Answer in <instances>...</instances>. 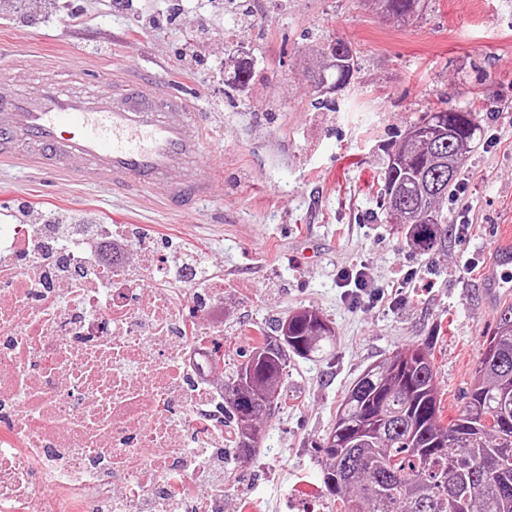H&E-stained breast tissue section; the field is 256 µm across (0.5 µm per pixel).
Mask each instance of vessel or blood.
Wrapping results in <instances>:
<instances>
[{"label": "vessel or blood", "instance_id": "1", "mask_svg": "<svg viewBox=\"0 0 512 512\" xmlns=\"http://www.w3.org/2000/svg\"><path fill=\"white\" fill-rule=\"evenodd\" d=\"M65 71L47 68L29 89L19 68L0 78V165L70 175L105 192L129 191L181 209L211 199L218 161L202 159L214 130L200 92L174 90L163 76L98 77L83 93L64 89ZM512 247L498 245L483 276L491 295L512 291Z\"/></svg>", "mask_w": 512, "mask_h": 512}]
</instances>
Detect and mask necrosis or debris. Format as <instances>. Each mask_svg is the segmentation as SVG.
Listing matches in <instances>:
<instances>
[{"mask_svg":"<svg viewBox=\"0 0 512 512\" xmlns=\"http://www.w3.org/2000/svg\"><path fill=\"white\" fill-rule=\"evenodd\" d=\"M0 254V512H224L223 280L168 288L161 253L107 265L29 224Z\"/></svg>","mask_w":512,"mask_h":512,"instance_id":"necrosis-or-debris-1","label":"necrosis or debris"}]
</instances>
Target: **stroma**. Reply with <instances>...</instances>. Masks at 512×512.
<instances>
[{
	"instance_id": "stroma-1",
	"label": "stroma",
	"mask_w": 512,
	"mask_h": 512,
	"mask_svg": "<svg viewBox=\"0 0 512 512\" xmlns=\"http://www.w3.org/2000/svg\"><path fill=\"white\" fill-rule=\"evenodd\" d=\"M26 0L0 17V77L12 61L32 73L61 57L109 74L145 66L202 93L222 162L210 201L165 210L72 178L51 182L0 167V224L111 225L153 246L204 250L224 275V377L253 350L256 328L312 309L334 329L320 357L290 359L285 407L266 421L250 458L224 456V512H336L320 483L324 439L362 371L414 345L434 358L444 419L469 389L486 336L512 295L490 303L482 270L512 229V0H425L401 20L375 0ZM342 39L353 82L318 104L314 48ZM250 49L248 88L228 83L229 51ZM477 116L479 143L461 164L439 248L414 252L380 207L384 148L423 112ZM364 270L382 300L341 279ZM408 273L397 288L396 273Z\"/></svg>"
}]
</instances>
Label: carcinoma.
<instances>
[{"label":"carcinoma","mask_w":512,"mask_h":512,"mask_svg":"<svg viewBox=\"0 0 512 512\" xmlns=\"http://www.w3.org/2000/svg\"><path fill=\"white\" fill-rule=\"evenodd\" d=\"M322 68L320 81L351 83V48L336 41ZM478 130L474 112L446 109L431 136L413 140L403 133L387 153L383 206L420 254L435 250L445 235L441 204L459 171H448V157L472 152ZM277 332L227 382L224 413L237 423L239 456L260 448L264 415L282 405L288 358L316 357L332 340L330 326L309 310L286 317ZM435 376L430 353L418 345L368 366L348 389L320 468L341 512H512V427L500 420L503 401L512 403V305L501 309L466 402L447 423Z\"/></svg>","instance_id":"carcinoma-1"}]
</instances>
